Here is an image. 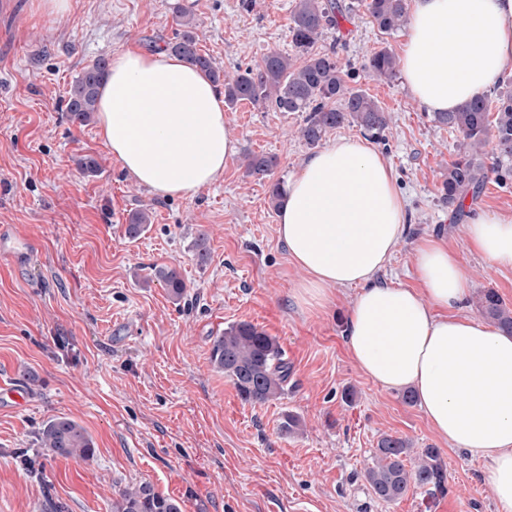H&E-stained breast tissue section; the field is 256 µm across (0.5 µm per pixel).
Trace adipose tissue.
<instances>
[{
    "instance_id": "1",
    "label": "adipose tissue",
    "mask_w": 512,
    "mask_h": 512,
    "mask_svg": "<svg viewBox=\"0 0 512 512\" xmlns=\"http://www.w3.org/2000/svg\"><path fill=\"white\" fill-rule=\"evenodd\" d=\"M403 82L428 112H453L512 70V0H411ZM224 99L165 51L113 55L100 89L99 134L122 169L153 195L189 197L224 176L236 151ZM278 235L307 275L304 304L357 288L345 324L357 366L388 390H411L453 448L483 462L501 512H512V335L464 315L470 283L436 238L415 248L416 286L381 284L406 232L391 167L358 138L302 161L289 178ZM487 260L512 266V212L483 210L467 226Z\"/></svg>"
}]
</instances>
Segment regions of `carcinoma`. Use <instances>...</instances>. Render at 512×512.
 <instances>
[{
	"mask_svg": "<svg viewBox=\"0 0 512 512\" xmlns=\"http://www.w3.org/2000/svg\"><path fill=\"white\" fill-rule=\"evenodd\" d=\"M372 22L390 34L408 23L407 0H363ZM335 7L326 0H293L290 33L295 53L271 52L262 63L239 70L232 77L199 53L192 24L175 33L166 50L185 59L205 73L215 85L224 87V103L232 108L250 101L276 112H304L300 134L311 147L320 144L328 130L346 122L378 134L388 125L386 112L365 91L349 86L351 74L338 60L336 47H316L323 31L336 24ZM376 77L390 80L396 75L398 61L388 47L374 52L363 64ZM109 75L108 61L100 58L86 67L67 92L66 112L79 126L94 120L99 89ZM496 118L489 121V113ZM434 120L460 135L457 159L448 166L441 187V201L460 207L468 195L479 194L489 173L505 182L512 175V91H501L491 99L485 93L465 103L455 112H436ZM495 143V163L484 161V148ZM276 165L273 156L252 154L246 157V171L264 178ZM151 222L149 211H133L125 233L140 237ZM153 276L167 288L169 297L178 301L185 283L175 266L153 269ZM479 308L497 327L512 332V309L499 295L488 290L479 299ZM210 363L233 384L241 399L250 404H264L279 396L288 381V362L276 339L249 322H239L212 338ZM42 448L55 456L88 459L94 454V442L86 429L68 417L49 420L40 435ZM411 448L407 441L385 436L378 442L374 462L364 473L373 494L385 502L402 498L411 487L426 489L436 495L448 491V474L436 448H423L417 463L407 464ZM112 512H182L179 501L163 496L148 482L124 488L112 499Z\"/></svg>",
	"mask_w": 512,
	"mask_h": 512,
	"instance_id": "cac0c4a2",
	"label": "carcinoma"
}]
</instances>
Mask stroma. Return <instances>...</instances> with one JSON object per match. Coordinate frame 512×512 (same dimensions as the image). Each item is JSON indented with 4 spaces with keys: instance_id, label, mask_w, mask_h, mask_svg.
<instances>
[{
    "instance_id": "35a3bbf8",
    "label": "stroma",
    "mask_w": 512,
    "mask_h": 512,
    "mask_svg": "<svg viewBox=\"0 0 512 512\" xmlns=\"http://www.w3.org/2000/svg\"><path fill=\"white\" fill-rule=\"evenodd\" d=\"M332 3L336 24L318 45H337L353 86L389 115L369 139L407 200L408 230L382 282L413 283L417 243L440 237L469 277L467 314L481 318L489 289L512 307V266L490 264L465 235L472 212H512V178H489L463 208L442 204L458 133L435 122L402 76L381 81L364 69L381 47L400 51L402 32L381 33L357 0ZM180 6L199 52L226 74L293 51L292 0H70L61 16L41 0H0V228L35 251L0 255V379L28 398L0 404V512H112L118 489L143 481L182 512H500L482 464L350 358L343 332L356 289H336L323 308L296 298L306 273L278 237L269 190L311 152L303 113L247 101L226 110L238 148L223 180L171 199L130 178L96 124L68 121L67 92L83 69L129 48L161 49ZM250 152L275 157L270 177L246 175ZM86 155L97 175L78 168ZM142 208L152 223L129 239L127 218ZM200 235L203 263L192 247ZM155 265L178 266L180 301L162 283L141 286L139 272ZM242 321L275 337L290 368L283 394L262 405L242 401L209 361L213 336ZM289 413L301 423L291 434L280 429ZM59 416L92 436L91 459L39 448L38 432ZM385 435L439 449L447 495L414 488L394 503L376 499L363 474Z\"/></svg>"
}]
</instances>
